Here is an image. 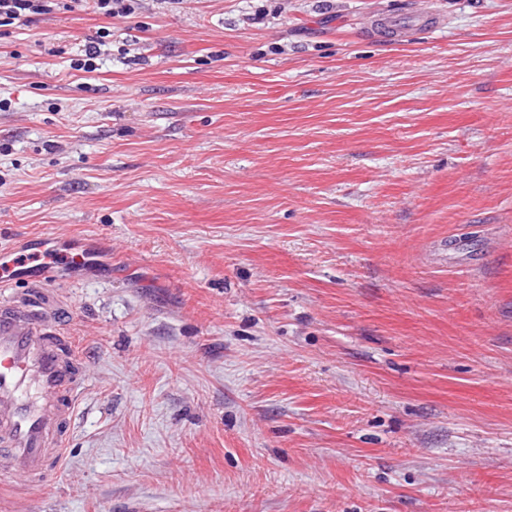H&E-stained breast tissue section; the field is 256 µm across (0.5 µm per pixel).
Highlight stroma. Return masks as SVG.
<instances>
[{"label": "stroma", "mask_w": 512, "mask_h": 512, "mask_svg": "<svg viewBox=\"0 0 512 512\" xmlns=\"http://www.w3.org/2000/svg\"><path fill=\"white\" fill-rule=\"evenodd\" d=\"M103 24L0 35V249L94 257L0 512H512V0H141L72 69ZM97 36L91 41H88L81 49L77 58L71 60V67L78 71L92 73L99 69V64L102 56V46H105L106 39L109 38L111 30L109 27L102 26L96 32Z\"/></svg>", "instance_id": "35a3bbf8"}]
</instances>
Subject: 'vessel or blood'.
Instances as JSON below:
<instances>
[{"instance_id":"vessel-or-blood-1","label":"vessel or blood","mask_w":512,"mask_h":512,"mask_svg":"<svg viewBox=\"0 0 512 512\" xmlns=\"http://www.w3.org/2000/svg\"><path fill=\"white\" fill-rule=\"evenodd\" d=\"M89 262L74 246L62 255L36 248L0 266V471L34 486L58 481L92 385L67 331L70 313L46 285L59 269Z\"/></svg>"}]
</instances>
